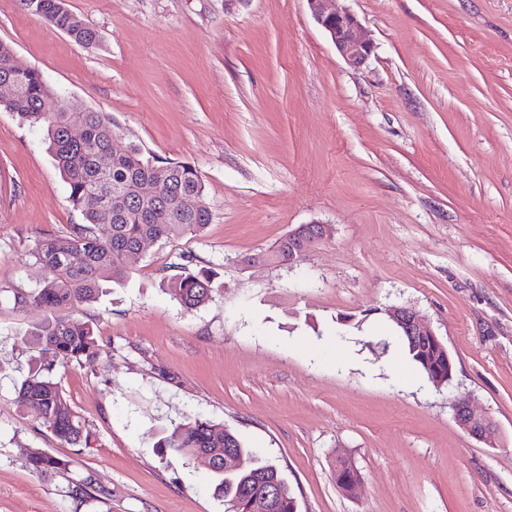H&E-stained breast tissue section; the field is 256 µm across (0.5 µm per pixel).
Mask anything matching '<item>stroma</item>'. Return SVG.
I'll use <instances>...</instances> for the list:
<instances>
[{
    "label": "stroma",
    "mask_w": 512,
    "mask_h": 512,
    "mask_svg": "<svg viewBox=\"0 0 512 512\" xmlns=\"http://www.w3.org/2000/svg\"><path fill=\"white\" fill-rule=\"evenodd\" d=\"M66 4L96 45L23 0H0V43L70 109L108 113L116 148L195 166L212 221L79 311L102 351L54 371L92 433L67 445L15 400L25 334L54 312L9 291L42 280L36 239L84 217L43 130L0 107V512H225L211 473L158 445L196 416L275 460L299 512H512V0H335L375 46L358 69L307 0ZM312 223L330 232L297 265L250 263ZM201 270L215 291L184 312L166 281ZM393 305L446 345L450 386L392 376ZM459 399L498 447L458 426ZM34 450L69 470L33 472ZM87 476L105 495L73 494ZM456 423L470 436L488 445L497 446L500 432L496 423L487 415L477 412L469 401L453 404Z\"/></svg>",
    "instance_id": "35a3bbf8"
}]
</instances>
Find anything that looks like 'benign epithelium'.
Returning a JSON list of instances; mask_svg holds the SVG:
<instances>
[{
    "label": "benign epithelium",
    "instance_id": "7a95c632",
    "mask_svg": "<svg viewBox=\"0 0 512 512\" xmlns=\"http://www.w3.org/2000/svg\"><path fill=\"white\" fill-rule=\"evenodd\" d=\"M333 0H307L311 16L330 37L337 52L351 66L365 64L374 53V44L365 37L357 17L346 9L331 7ZM328 233L324 224L305 226L288 232V264H294L308 243L321 239ZM388 317L403 333L417 341H432L442 345L434 331L412 308L392 306ZM456 423L473 438L490 447L497 446L500 432L496 423L487 415L477 412L468 401L453 404Z\"/></svg>",
    "mask_w": 512,
    "mask_h": 512
}]
</instances>
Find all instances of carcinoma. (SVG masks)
Returning a JSON list of instances; mask_svg holds the SVG:
<instances>
[{"mask_svg":"<svg viewBox=\"0 0 512 512\" xmlns=\"http://www.w3.org/2000/svg\"><path fill=\"white\" fill-rule=\"evenodd\" d=\"M28 8L49 25L61 30L75 42L90 45L98 40L88 26L73 25L74 13L65 0H25ZM20 95L0 101L5 109L32 126L46 131V142L57 168L64 177L72 203L81 209L85 223L74 224L63 240L37 239L30 251L33 264L46 275L35 289L11 290L15 305L35 304L52 310H75L98 301L109 284H120L127 277V255L146 241H169L184 235L201 236L211 223L212 214L204 206V186L197 169L183 162L156 164L143 157L132 145L112 156V119L99 110L67 112L62 97L43 79L36 68L18 76ZM78 122L85 128V138L74 141L68 127ZM161 178L160 198L144 199L138 186L145 178ZM125 197V205L112 210V196ZM105 201L102 207L91 205L90 198ZM166 291L185 311L191 312L210 300L213 280L206 272L174 276ZM396 339L410 360L432 378L440 369L448 381V351L424 341L414 343L400 332ZM29 344L49 355V361L32 369L17 390V403L37 408L55 436L73 446L87 445L91 432L73 410L53 378L56 364L93 359L101 354L94 329L70 316H57L28 332ZM161 446L192 461H200L217 476L216 490L226 508L238 503L236 512H261L264 486L258 475H275L279 480L278 509L294 512L296 498L279 466L269 457H260L243 446L224 425L195 417L180 424L163 439ZM250 459L244 470L224 471V451ZM33 471L40 475L55 473L67 463L41 451L29 456ZM336 485L348 491L358 478L347 460L338 458L334 465Z\"/></svg>","mask_w":512,"mask_h":512,"instance_id":"1","label":"carcinoma"}]
</instances>
